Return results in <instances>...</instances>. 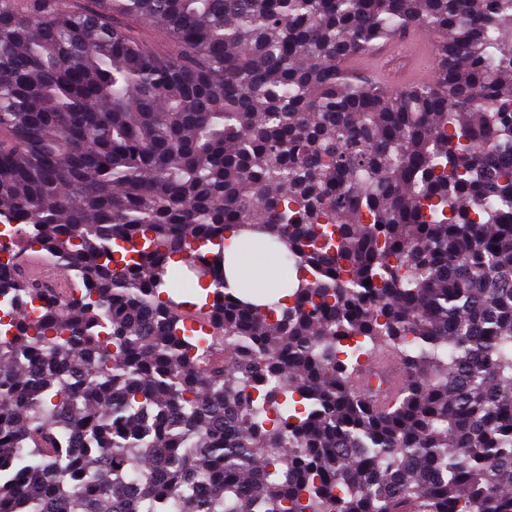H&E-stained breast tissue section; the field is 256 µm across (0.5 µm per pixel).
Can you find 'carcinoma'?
Here are the masks:
<instances>
[{
    "mask_svg": "<svg viewBox=\"0 0 512 512\" xmlns=\"http://www.w3.org/2000/svg\"><path fill=\"white\" fill-rule=\"evenodd\" d=\"M1 220L0 512H512V0H0ZM406 46L407 62L405 68L395 75L389 70L387 60L398 50L395 43L359 56L356 61L359 67L371 78L393 84L396 87H406L430 83L435 77L436 70L430 62V47L420 34L406 33L399 38ZM271 262V257L261 248L252 245H243L234 255L229 279L232 286L235 285L239 275L247 273L250 270H257ZM379 375L385 379L384 389L389 386L391 391L396 390L399 381L398 373L394 360L388 356L376 357L358 371L357 385L359 389L367 395L376 394L374 389Z\"/></svg>",
    "mask_w": 512,
    "mask_h": 512,
    "instance_id": "obj_1",
    "label": "carcinoma"
}]
</instances>
